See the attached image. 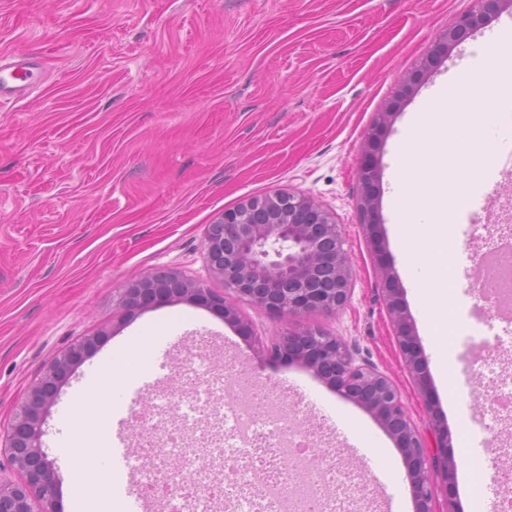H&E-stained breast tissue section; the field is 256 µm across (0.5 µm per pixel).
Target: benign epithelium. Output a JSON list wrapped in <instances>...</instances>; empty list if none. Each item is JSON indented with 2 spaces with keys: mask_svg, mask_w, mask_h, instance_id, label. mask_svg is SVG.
<instances>
[{
  "mask_svg": "<svg viewBox=\"0 0 512 512\" xmlns=\"http://www.w3.org/2000/svg\"><path fill=\"white\" fill-rule=\"evenodd\" d=\"M505 0H476L475 8L453 20L423 59L411 80L433 70L453 47L465 41ZM394 113H379L366 137L369 155L359 168L363 193L358 201L362 223L376 228L375 182L379 177L373 147ZM345 240L332 214L315 200L290 192L251 198L224 211L221 219L206 226L203 248L212 274L224 279L225 293L217 294L199 281L170 271L147 275L123 290L121 305L128 314L188 302L216 313L241 334L251 335L236 300H246L285 317L334 315L352 296L353 271ZM383 300L395 328L405 362L423 391L427 374L400 290L385 273ZM102 335L85 336L63 351L47 367L15 414L5 448L12 466L22 474L18 482L0 479V512H32L39 499L42 512H56L59 476L42 448V426L57 400L61 385L73 368L88 357ZM277 355L311 370L341 396L371 413L396 441L404 456L415 512H436L437 485L432 474L442 476L448 512H461L456 502L457 464L448 429L434 423L422 433L408 416L393 382L369 364H358L341 337L319 327L288 330L275 345Z\"/></svg>",
  "mask_w": 512,
  "mask_h": 512,
  "instance_id": "1",
  "label": "benign epithelium"
}]
</instances>
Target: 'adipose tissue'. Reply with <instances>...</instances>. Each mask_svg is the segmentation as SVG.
<instances>
[{"label":"adipose tissue","mask_w":512,"mask_h":512,"mask_svg":"<svg viewBox=\"0 0 512 512\" xmlns=\"http://www.w3.org/2000/svg\"><path fill=\"white\" fill-rule=\"evenodd\" d=\"M122 377L119 371H102L93 387L82 389L74 395L68 417L75 436L73 445L65 450L71 474L75 482L91 490L94 503L99 504L103 512H116L119 492L110 486L104 464L106 451L96 446L94 427L104 422V402L118 393ZM346 423L364 448L372 470L387 481H395L396 461L383 439L354 417H347Z\"/></svg>","instance_id":"ef3b65f1"}]
</instances>
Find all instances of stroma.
<instances>
[{
  "label": "stroma",
  "instance_id": "35a3bbf8",
  "mask_svg": "<svg viewBox=\"0 0 512 512\" xmlns=\"http://www.w3.org/2000/svg\"><path fill=\"white\" fill-rule=\"evenodd\" d=\"M474 0H0V52L37 58L46 81L33 98L0 107V429L62 351L102 335L98 350L63 384L43 424L42 447L71 500L73 481L59 452L70 435L72 396L131 337L186 333L166 368L210 355L236 362L299 415L334 431L345 463L363 470L340 418L380 423L302 366L268 348L304 322L342 337L357 362L384 373L420 429L470 418L481 397L461 334L449 333L456 397L448 410L437 385L421 390L397 344L381 296L372 241L396 266L390 169L407 112L472 54L481 38L512 21L503 7L401 94L440 33ZM395 116L377 150L378 227L356 209L365 134L378 112ZM276 191L309 196L329 210L345 239L353 293L333 316L279 317L239 302L252 336L211 311L175 302L130 316L123 288L144 275L179 271L223 293L203 250L207 225L249 198ZM512 223V177L491 212L472 207L448 279L454 307L477 300L466 273L481 255L483 225Z\"/></svg>",
  "mask_w": 512,
  "mask_h": 512
}]
</instances>
